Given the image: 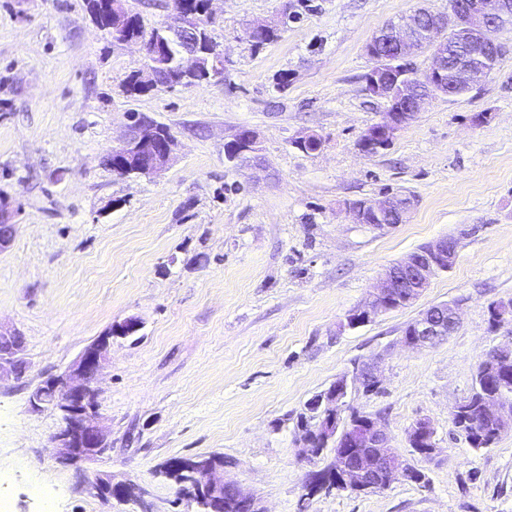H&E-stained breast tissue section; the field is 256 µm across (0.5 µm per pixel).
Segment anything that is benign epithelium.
Returning <instances> with one entry per match:
<instances>
[{"mask_svg":"<svg viewBox=\"0 0 512 512\" xmlns=\"http://www.w3.org/2000/svg\"><path fill=\"white\" fill-rule=\"evenodd\" d=\"M93 14L104 11L119 19L128 13L127 0H90ZM175 23L161 25L148 38L139 41L145 56L159 57L173 46H181L185 33L197 27V17L184 9L182 0H172ZM512 18V0H471L453 15L457 33L456 45L471 52L473 40L482 35L493 37L501 21ZM447 16L420 8L412 18L399 21L391 30V41L397 50L384 54L374 43L367 45V53L374 65L365 76L368 93L387 103L380 124L379 142L367 144V148L383 149L396 134L409 125L421 111L425 101L432 97L449 96L448 66L445 46L448 39ZM430 48L432 65L426 72L429 91L426 95L409 103L410 83L396 79L389 81L388 75L405 71L410 66L409 57L422 48ZM459 82L472 86L485 78L491 70L478 67L458 66ZM176 137L168 128L147 119H128L127 133L123 142L113 148L111 157L123 165V170L136 175L153 176L166 171L174 161ZM256 139L252 132L241 133L225 146V157L230 162H250L255 159ZM414 207V200L406 202L390 194L364 202H351L347 206L357 224L365 223L366 217L382 213H394L398 223L405 222ZM18 208L13 200L0 197V251L13 241L18 224L15 217ZM456 258V243L441 238L419 249L388 267L367 302L346 317V326L356 328L371 322L375 317L390 310L389 293L397 288L405 289L403 303L416 302L430 279L439 272L452 267ZM460 320L458 305L452 302L431 305L413 320L411 332L401 336L404 346L423 350L436 346L454 333ZM141 329V322L128 317L116 322L100 337L90 343L62 372L49 378L53 395L48 397L44 388L38 386L30 395L29 403L34 411L52 409L59 419V426L51 436L53 447L59 456L78 464L103 454L109 447L107 435L101 423L98 406V380L108 361L112 338L127 337ZM512 360V343L492 350L485 358V366L494 373L502 363ZM27 367L21 334L15 330L0 328V380L5 376L21 375ZM381 383V371L377 363L365 362L354 367L352 373L337 378L326 390L314 395L305 404L304 427L301 428L299 456L311 461L320 457L322 451L331 449L332 460L321 475L332 480L322 489L330 491L375 492L384 489L376 474L383 472L393 478H403L416 484L426 482V475L416 469L402 465L397 449L379 420L367 415L352 414L344 417L347 397L355 386L376 389ZM484 410L497 420L498 433L512 428V402H505L497 395L484 398ZM408 445L417 449L423 457H431L436 451L435 429L430 421H417L408 432ZM350 446L371 448L373 454L364 467H352L347 463L343 449ZM227 462L216 459L199 466L189 460L168 461L163 473L175 476L187 473L192 478L194 492L186 497L188 512H219L224 507V488L234 483L224 480ZM92 490L100 497H113L131 502L138 512H154L148 500V492L131 482H115L110 475L98 477Z\"/></svg>","mask_w":512,"mask_h":512,"instance_id":"7a95c632","label":"benign epithelium"}]
</instances>
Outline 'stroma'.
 Segmentation results:
<instances>
[{
  "label": "stroma",
  "instance_id": "1",
  "mask_svg": "<svg viewBox=\"0 0 512 512\" xmlns=\"http://www.w3.org/2000/svg\"><path fill=\"white\" fill-rule=\"evenodd\" d=\"M284 3L212 0L223 78L131 97L124 80L147 59L99 30L84 0H0V191L21 207L0 253V327L21 333L29 362L0 380L11 512H43L45 486L54 512H134L91 493L105 473L146 488L155 512H184L161 468L211 453L265 512H299L331 457L299 458L298 417L370 360L382 387L356 389L349 408L378 418L428 484L322 495L309 512H512V429L476 451L451 421L481 361L512 341V322L488 323L490 305L512 299V26L495 34L505 56L487 78L428 100L388 149L367 154L359 140L385 103L365 89L366 44L420 7L449 11V0H305L276 41L253 49L250 26L281 24ZM131 111L176 137L159 176L105 164ZM243 129L258 166L224 156ZM308 134L320 150L296 147ZM399 190L415 198L406 223L376 230L345 211ZM442 237L456 239V260L416 302L345 327L387 266ZM441 302L458 303L456 331L403 347L407 323ZM130 316L142 328L113 339L99 379L111 447L68 464L50 443L57 415L32 412L29 395ZM421 419L435 429L430 458L407 444Z\"/></svg>",
  "mask_w": 512,
  "mask_h": 512
}]
</instances>
